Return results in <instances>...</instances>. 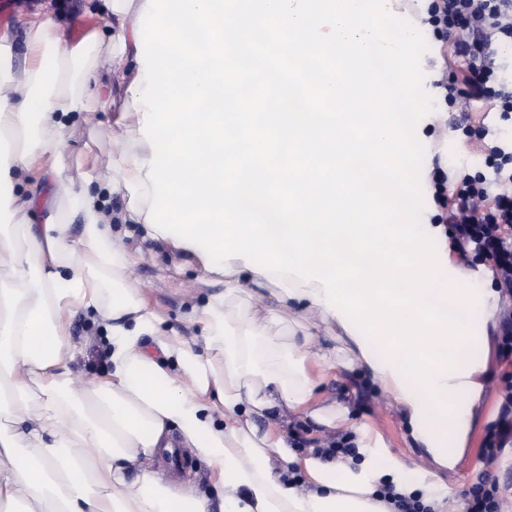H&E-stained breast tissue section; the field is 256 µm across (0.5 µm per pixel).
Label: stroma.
<instances>
[{
  "label": "stroma",
  "mask_w": 512,
  "mask_h": 512,
  "mask_svg": "<svg viewBox=\"0 0 512 512\" xmlns=\"http://www.w3.org/2000/svg\"><path fill=\"white\" fill-rule=\"evenodd\" d=\"M67 2V9L61 10L55 0H20L10 21L0 25V44L8 46L13 56L22 55L28 23L47 16L67 32L72 31L79 21L85 22L88 29L105 30L106 19L99 13L100 0ZM100 95L108 104L106 112L90 121L73 117L64 131L67 173L75 180L90 169L94 158L106 157L121 146V130L115 120L124 106V98L116 86L107 82L101 83ZM471 113L473 119H485L494 131L493 137L484 141L474 135L467 138L465 146H458L456 140L448 135L458 119L454 112H432L417 125L416 134L425 147L421 171L425 203L422 223H433L436 213L430 185L435 170L483 171L487 168L486 159L491 146H512V120L503 121L497 114L486 113L479 103L472 104ZM119 230L128 249L136 256L131 278L147 309L160 317V331L187 339L200 337L202 330L196 314L213 295L223 292V276L204 273L197 264L167 244L142 241L141 225L127 223L120 225ZM69 331L72 339L82 346L81 354L67 363L77 383L85 385L103 379L106 369L97 361L95 354L111 348V332L106 324L96 313L79 309L71 317ZM308 368L321 381L315 406L328 407L339 402L348 404L352 419L367 423L373 435L386 445L389 455L408 464L414 472V482L424 483L429 491L438 483L450 485L460 493L473 483L482 468L478 448L483 429L497 409L495 387L485 386L482 406L464 458L456 471L448 472L436 469L428 458L417 452L401 413L381 390H374L370 406L357 404L358 385L365 379L362 370L331 367L316 358L310 360Z\"/></svg>",
  "instance_id": "obj_1"
}]
</instances>
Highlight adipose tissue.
Segmentation results:
<instances>
[{
    "mask_svg": "<svg viewBox=\"0 0 512 512\" xmlns=\"http://www.w3.org/2000/svg\"><path fill=\"white\" fill-rule=\"evenodd\" d=\"M146 4L103 0L108 37L94 30L68 46L48 18L31 28L27 54H0V504L20 503L25 512H391L376 493L385 478L398 491H414L409 467L389 456L367 425L350 420L348 406H310L318 381L308 369L316 342L309 316L337 319L315 299L324 285L305 286L294 276L277 283L271 274L249 271L253 284L280 304L305 306L306 315L293 321L295 335L284 341L271 340L258 311L234 287L203 309L202 346L160 336L158 318L130 284V253L111 227L106 202L90 188L93 174L79 182L64 175L66 120L102 108L95 92L102 41L115 48V74L126 86L142 72L136 31ZM144 110L140 104L123 112L122 147L108 156L104 177L125 198L127 219L144 225L145 240L159 242L162 233L145 224L153 191L152 150L140 131ZM38 167L54 172L63 190L46 224L34 221L37 192L19 190L20 175ZM447 275L471 283L485 301L471 323L480 341L466 347L474 365L453 373L439 394L447 403L451 389H469L462 413L444 423L419 420L415 384L398 386L399 369L377 368L347 328L336 331L346 360L330 350L321 357L366 372L406 419L417 448L436 467L452 470L481 403L499 294L489 270L451 261ZM78 307L94 310L112 332L111 372L82 387L64 364L77 352L68 324ZM283 409L346 426L361 460L303 457L281 435L259 429L260 420ZM176 442L209 464L217 499L146 469Z\"/></svg>",
    "mask_w": 512,
    "mask_h": 512,
    "instance_id": "obj_1",
    "label": "adipose tissue"
}]
</instances>
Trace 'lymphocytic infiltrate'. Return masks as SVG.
Returning <instances> with one entry per match:
<instances>
[{
  "label": "lymphocytic infiltrate",
  "instance_id": "1",
  "mask_svg": "<svg viewBox=\"0 0 512 512\" xmlns=\"http://www.w3.org/2000/svg\"><path fill=\"white\" fill-rule=\"evenodd\" d=\"M426 22L442 41L437 82L447 107L467 111L481 102L512 115V86L499 79L497 48L512 43V0H427ZM489 173H435L437 223L447 225L458 263L488 264L502 302L496 333V416L484 428L479 458L486 465L464 493L461 512H512V493L491 472L512 455V152L496 148Z\"/></svg>",
  "mask_w": 512,
  "mask_h": 512
}]
</instances>
